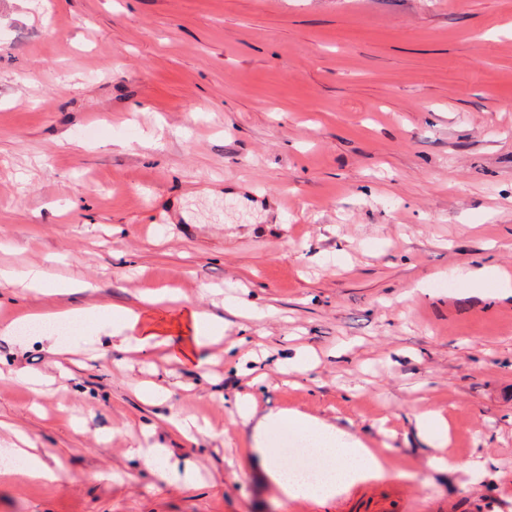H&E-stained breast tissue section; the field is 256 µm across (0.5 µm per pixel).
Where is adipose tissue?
I'll return each instance as SVG.
<instances>
[{
  "instance_id": "adipose-tissue-1",
  "label": "adipose tissue",
  "mask_w": 512,
  "mask_h": 512,
  "mask_svg": "<svg viewBox=\"0 0 512 512\" xmlns=\"http://www.w3.org/2000/svg\"><path fill=\"white\" fill-rule=\"evenodd\" d=\"M24 281L28 290L36 295L52 298V305L32 309L19 316V323H69L84 326L114 319L121 338L118 350L134 349L142 356H150L157 347L169 349L170 361L197 368L208 363L207 348L224 330V320L219 315L194 307H186L178 327L177 337L160 335L151 314L156 304L181 301L177 291L168 288L148 287L141 296L138 306L129 307L110 303H98L84 307H70L61 304V296L81 288L78 280H53L42 272H28ZM233 419L253 430L252 450L264 467L267 476L284 494L296 493V486L288 479L289 466L283 463L272 449L264 445L267 432L282 424H289L303 433L306 438L318 440L322 452L330 459L336 473L334 481L327 483L328 491L359 480L381 478L387 473V458L382 449L367 447L362 441L344 444L338 438L334 425L319 418L300 412L285 416L282 414L260 413L253 396L248 393L237 395L231 411ZM415 424L420 431L430 433L437 439L441 455L432 457L431 465L451 473H468L477 468L487 467L486 459L480 457L459 458L445 454L448 444V425L434 411L416 413Z\"/></svg>"
}]
</instances>
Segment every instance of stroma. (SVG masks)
<instances>
[{
    "label": "stroma",
    "mask_w": 512,
    "mask_h": 512,
    "mask_svg": "<svg viewBox=\"0 0 512 512\" xmlns=\"http://www.w3.org/2000/svg\"><path fill=\"white\" fill-rule=\"evenodd\" d=\"M36 266L91 283L75 307L182 289L257 356L124 357L108 322L61 358L1 336L0 420L68 471L0 476V512H298L240 461L249 389L391 448L339 512H512V297L458 276L512 275V0H0V269ZM421 396L493 466L429 467ZM152 446L194 482L158 484ZM461 279H474L475 281L491 280L497 283L499 288H503L505 292H509L512 288L511 280L508 276L502 274L496 267H487L479 271L462 270L459 273ZM167 428L184 438L192 435L194 429H197V421L194 416L184 413L183 411L174 410L171 406L169 413L162 416Z\"/></svg>",
    "instance_id": "stroma-1"
}]
</instances>
